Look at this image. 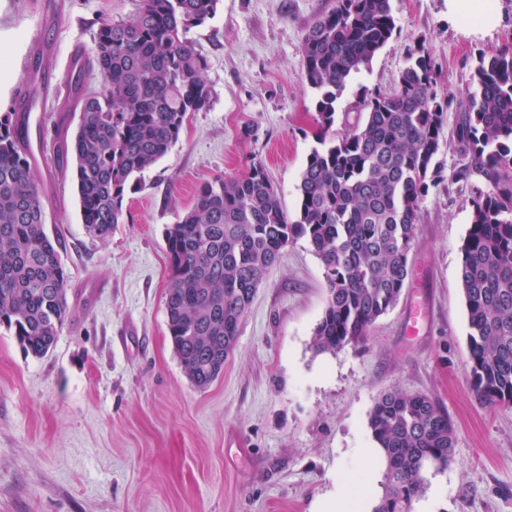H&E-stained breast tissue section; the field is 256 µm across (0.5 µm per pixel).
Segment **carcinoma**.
Returning <instances> with one entry per match:
<instances>
[{"mask_svg":"<svg viewBox=\"0 0 512 512\" xmlns=\"http://www.w3.org/2000/svg\"><path fill=\"white\" fill-rule=\"evenodd\" d=\"M220 0H138L126 20H105L93 63L103 78L74 81L79 121L59 152L73 179L87 234L107 239L128 220L123 201L178 142L187 115L211 100L207 62L187 37ZM397 27L390 0H336L308 30L304 76L316 95L319 133L289 218L264 167L203 182L195 202L165 232L167 326L184 372L198 388L223 371L239 323L288 244L303 239L327 287L312 345L334 352L368 339L411 275L408 254L421 203L444 181L468 191L472 221L460 280L469 322L468 374L484 404H512V50L482 55L465 104L444 133L451 101L438 98L436 63L411 51L390 94L363 93L364 121L329 135L336 104ZM457 155L449 175L436 161L443 135ZM29 143L13 113H0V328L43 357L70 314L61 243L46 232ZM369 428L385 457L384 492L372 512H412L430 471L448 465L455 427L426 394L381 395Z\"/></svg>","mask_w":512,"mask_h":512,"instance_id":"cac0c4a2","label":"carcinoma"}]
</instances>
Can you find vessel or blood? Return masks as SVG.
I'll list each match as a JSON object with an SVG mask.
<instances>
[{
  "instance_id": "vessel-or-blood-1",
  "label": "vessel or blood",
  "mask_w": 512,
  "mask_h": 512,
  "mask_svg": "<svg viewBox=\"0 0 512 512\" xmlns=\"http://www.w3.org/2000/svg\"><path fill=\"white\" fill-rule=\"evenodd\" d=\"M63 18L64 13L57 0H40L34 54L40 55L52 49L53 44L48 33L59 27ZM67 85V75L43 72L33 61H26L23 67L14 96L16 121L21 132L32 143V158L35 164H48L54 156L53 131L45 121L44 112L49 103V93L65 89Z\"/></svg>"
}]
</instances>
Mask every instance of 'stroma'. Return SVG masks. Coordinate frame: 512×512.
<instances>
[{
  "label": "stroma",
  "instance_id": "35a3bbf8",
  "mask_svg": "<svg viewBox=\"0 0 512 512\" xmlns=\"http://www.w3.org/2000/svg\"><path fill=\"white\" fill-rule=\"evenodd\" d=\"M65 24L42 58L63 70L74 43L93 51L102 21L137 0H62ZM399 33L338 102L335 129L359 117L362 92L393 91L408 49L438 65L439 98L465 99L480 55L512 46V0L500 25L475 36L448 22L447 0H390ZM334 0H220L188 37L205 57L212 99L128 193L127 223L87 235L72 160L38 173L46 231L70 273L71 313L55 346L27 355L0 329V512H316L337 485L371 512L384 470L365 449L374 402L400 389L435 398L455 423L447 468L430 472L412 512H512V404L488 406L466 372L468 315L459 280L471 224L466 195L440 185L420 209L411 277L368 340L334 353L311 346L327 290L304 240L284 249L244 314L220 376L185 375L167 326L165 231L198 186L262 164L295 214L315 145V94L303 39ZM38 0H0V62L20 74L37 31Z\"/></svg>",
  "mask_w": 512,
  "mask_h": 512
}]
</instances>
